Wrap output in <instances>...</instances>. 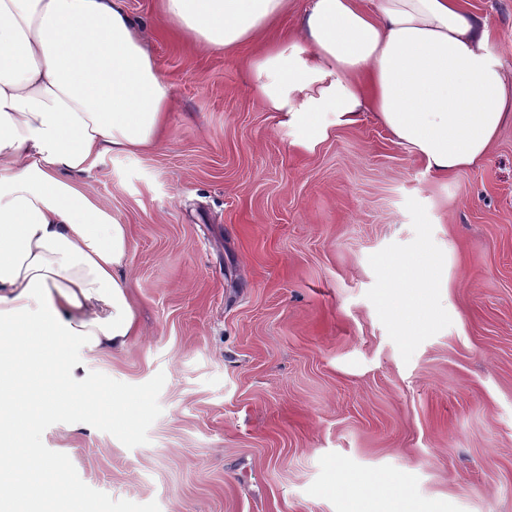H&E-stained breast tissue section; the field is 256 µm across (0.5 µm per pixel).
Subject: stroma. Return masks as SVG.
<instances>
[{
	"mask_svg": "<svg viewBox=\"0 0 512 512\" xmlns=\"http://www.w3.org/2000/svg\"><path fill=\"white\" fill-rule=\"evenodd\" d=\"M125 3L174 110L76 182L129 227L140 333L50 368L113 409L26 439L80 489L64 512H512V123L446 178L370 112L309 152L253 92L256 46ZM466 4L512 75V0ZM425 255L446 287H398Z\"/></svg>",
	"mask_w": 512,
	"mask_h": 512,
	"instance_id": "35a3bbf8",
	"label": "stroma"
}]
</instances>
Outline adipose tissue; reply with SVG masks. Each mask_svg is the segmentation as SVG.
I'll return each mask as SVG.
<instances>
[{"label": "adipose tissue", "mask_w": 512, "mask_h": 512, "mask_svg": "<svg viewBox=\"0 0 512 512\" xmlns=\"http://www.w3.org/2000/svg\"><path fill=\"white\" fill-rule=\"evenodd\" d=\"M288 0H162L175 36L221 51L262 37ZM464 0H309L292 44L249 63L254 89L313 149L374 112L396 142L445 177L484 159L512 120V76ZM124 0H0V418L14 437L75 413L70 380L32 368L71 344L118 351L138 326L127 291L129 231L74 180L108 152L157 145L169 85ZM18 502L73 500L63 469L33 470L0 447Z\"/></svg>", "instance_id": "obj_1"}]
</instances>
